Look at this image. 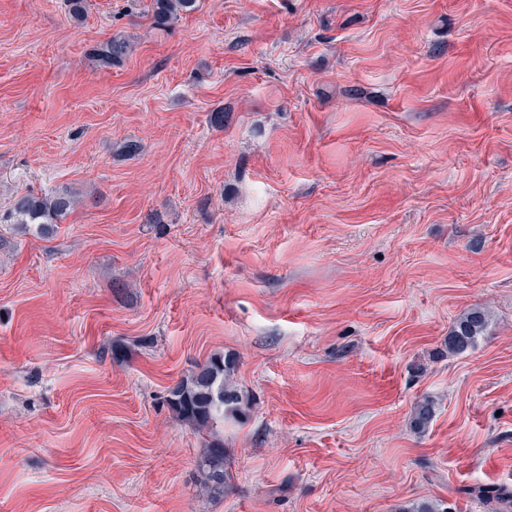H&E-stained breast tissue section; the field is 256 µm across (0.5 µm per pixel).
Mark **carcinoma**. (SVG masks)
I'll return each instance as SVG.
<instances>
[{
  "mask_svg": "<svg viewBox=\"0 0 512 512\" xmlns=\"http://www.w3.org/2000/svg\"><path fill=\"white\" fill-rule=\"evenodd\" d=\"M197 8V0H152L151 19L154 26L166 27L177 21L181 14ZM133 43L123 35L109 38L96 52L100 66L110 68L130 54ZM75 206L67 193L49 196L25 194L15 199L11 208L0 214V223L27 226L37 224L41 233L50 232L52 225L69 214ZM487 324L486 313L472 309L464 313L448 334V353L462 355L473 348ZM234 366L229 361L217 358L209 361L190 381L181 382L171 388L168 404L180 417L197 428L212 424L217 418L240 410L241 397L229 385ZM434 415L433 404L423 400L414 408L412 423L424 428ZM198 467L205 480L204 487L214 494H222L230 486L232 474L226 465L224 445L215 444L207 448ZM399 512H458L457 505L443 500H427L413 503Z\"/></svg>",
  "mask_w": 512,
  "mask_h": 512,
  "instance_id": "carcinoma-1",
  "label": "carcinoma"
}]
</instances>
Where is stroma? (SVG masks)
<instances>
[{
	"mask_svg": "<svg viewBox=\"0 0 512 512\" xmlns=\"http://www.w3.org/2000/svg\"><path fill=\"white\" fill-rule=\"evenodd\" d=\"M150 3L0 0V213L78 198L52 237L0 224V512H493L467 490L512 491V0ZM220 356L243 412L199 431L167 396ZM197 8V0H152L151 19L154 26L166 27L177 21L181 14ZM133 43L125 35H114L109 38L96 52L100 66L110 68L130 54ZM487 324L486 313L481 309H472L464 313L448 334V352L462 355L473 348ZM198 467L205 477L204 487L210 493L222 494L230 486L232 474L226 465L223 444L206 448Z\"/></svg>",
	"mask_w": 512,
	"mask_h": 512,
	"instance_id": "obj_1",
	"label": "stroma"
}]
</instances>
